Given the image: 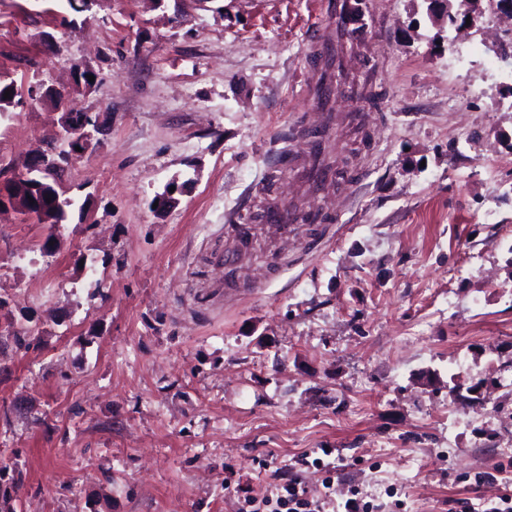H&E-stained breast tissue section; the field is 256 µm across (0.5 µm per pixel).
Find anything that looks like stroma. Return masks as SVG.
<instances>
[{"label": "stroma", "mask_w": 512, "mask_h": 512, "mask_svg": "<svg viewBox=\"0 0 512 512\" xmlns=\"http://www.w3.org/2000/svg\"><path fill=\"white\" fill-rule=\"evenodd\" d=\"M321 2L0 0V75L104 129L61 176L65 224L0 209V463L23 472L21 512H240L292 477L311 499L334 484L325 512L512 495V8L489 26L469 0H362L367 35L318 102L300 78ZM57 118L0 113L9 174ZM239 215V260L215 262Z\"/></svg>", "instance_id": "35a3bbf8"}]
</instances>
